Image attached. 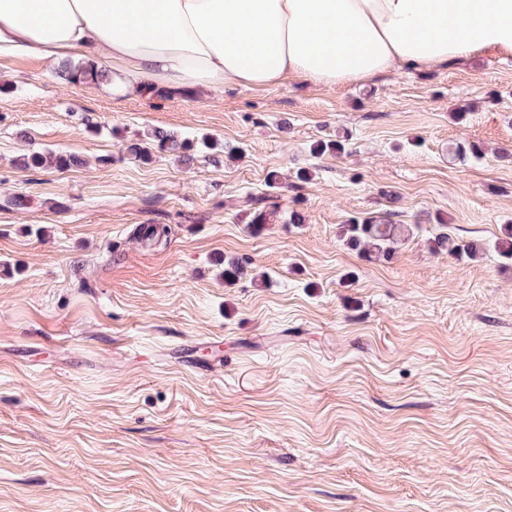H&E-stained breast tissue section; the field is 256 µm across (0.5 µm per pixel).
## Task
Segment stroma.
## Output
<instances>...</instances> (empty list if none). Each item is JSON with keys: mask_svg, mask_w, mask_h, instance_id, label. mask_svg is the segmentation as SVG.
Masks as SVG:
<instances>
[{"mask_svg": "<svg viewBox=\"0 0 512 512\" xmlns=\"http://www.w3.org/2000/svg\"><path fill=\"white\" fill-rule=\"evenodd\" d=\"M154 128L240 155L135 159ZM385 212L421 227L392 259L340 240ZM440 222L512 223V59L163 98L0 57V512H512V262ZM20 159L21 165L25 168L41 167L47 163L54 164L57 169L69 168L71 166L81 164V161L75 155H53L49 153L44 155L41 153L24 154ZM268 201L267 197L247 199L248 205L253 209L252 217L247 226L255 235L261 234L266 229V224H272L275 219L277 220V206ZM438 229L435 234L428 239L430 248L436 252H446L448 255L455 256L457 258H470L475 256L480 249H483L482 245L476 240L463 241L445 231L447 224H437Z\"/></svg>", "mask_w": 512, "mask_h": 512, "instance_id": "stroma-1", "label": "stroma"}]
</instances>
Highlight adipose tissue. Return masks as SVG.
<instances>
[{
	"label": "adipose tissue",
	"instance_id": "ef3b65f1",
	"mask_svg": "<svg viewBox=\"0 0 512 512\" xmlns=\"http://www.w3.org/2000/svg\"><path fill=\"white\" fill-rule=\"evenodd\" d=\"M512 58V0H0V54L87 60L113 93L334 87Z\"/></svg>",
	"mask_w": 512,
	"mask_h": 512
}]
</instances>
